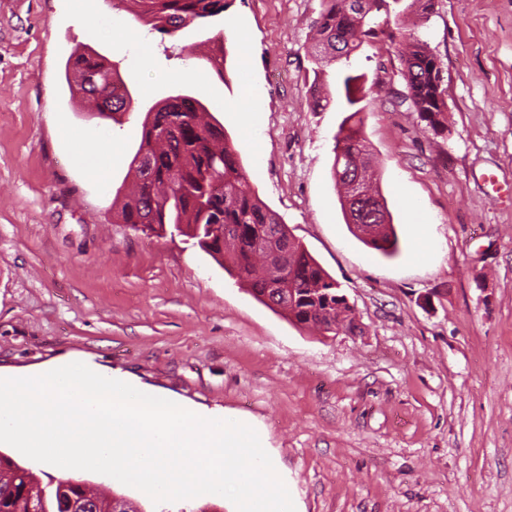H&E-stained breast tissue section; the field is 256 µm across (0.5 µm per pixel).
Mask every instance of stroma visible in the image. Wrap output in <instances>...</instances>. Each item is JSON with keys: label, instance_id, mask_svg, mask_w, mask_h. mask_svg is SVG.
Listing matches in <instances>:
<instances>
[{"label": "stroma", "instance_id": "obj_1", "mask_svg": "<svg viewBox=\"0 0 512 512\" xmlns=\"http://www.w3.org/2000/svg\"><path fill=\"white\" fill-rule=\"evenodd\" d=\"M320 0H228L161 37L125 0H0V371L78 357L201 414L264 431L296 512H512V0H435L419 33L444 63L436 133L405 99L386 35L351 57L364 133L398 236L386 257L346 224L335 104L312 111ZM224 35V71L207 48ZM89 46L134 99L103 119L70 94ZM204 73L187 79V70ZM182 92L239 152L250 188L341 286L355 332L254 299L209 255L117 219L147 110ZM104 179L85 164L104 153ZM432 249L415 257L418 227ZM144 512H232L220 495Z\"/></svg>", "mask_w": 512, "mask_h": 512}]
</instances>
